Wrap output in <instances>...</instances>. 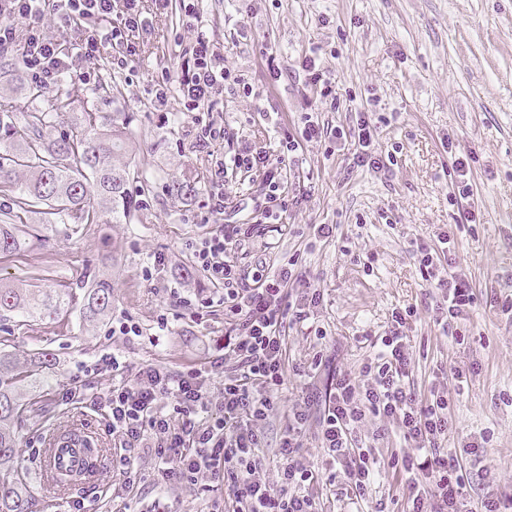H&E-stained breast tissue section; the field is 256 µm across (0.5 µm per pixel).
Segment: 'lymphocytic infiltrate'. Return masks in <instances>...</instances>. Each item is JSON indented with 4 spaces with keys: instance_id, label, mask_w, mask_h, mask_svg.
<instances>
[{
    "instance_id": "f902f5d3",
    "label": "lymphocytic infiltrate",
    "mask_w": 512,
    "mask_h": 512,
    "mask_svg": "<svg viewBox=\"0 0 512 512\" xmlns=\"http://www.w3.org/2000/svg\"><path fill=\"white\" fill-rule=\"evenodd\" d=\"M50 17L60 29L77 28L82 37L76 49H68L45 29ZM149 19L138 0H125L120 18L112 16V0H0V49L22 48V62L29 80L42 87L59 83L74 67L75 56L94 57L98 43L110 40L120 50L112 56V70L130 69L137 54L136 39L147 32ZM156 92L165 101L169 87H176L190 112H211L217 88L232 80L224 66V45L205 28L181 53L176 72H162ZM377 128L368 113H359L354 129L356 149L352 163L375 172L387 162L375 147ZM262 173L265 192L255 208V224L277 220L286 205L279 170L269 168L264 152L242 149L214 155L209 190L202 207L210 216L224 212V178L228 171ZM255 224H220L195 249V267L214 287L223 291L218 302L227 317L224 357L235 361L240 374L224 380L221 410L210 413V401L197 371L178 375L146 365L132 378H120L101 396V405L127 447L134 448L152 437L160 471L167 477L195 480L201 472L228 482L233 512H317L310 488L319 481L318 471L302 459L296 435L301 432L311 406L321 413L320 447L340 465L348 493L359 498L381 472L373 450L355 446L353 432L366 415L397 424L404 441L413 443L401 466L407 489V512H469L463 496L466 475L457 458L439 449L448 430V396L430 390L416 398L408 383L411 358L402 329L407 318L392 315L391 328L382 336L363 375L362 384L345 374H331L326 384L302 398L292 409L289 436L281 444L282 489L272 494L257 475L255 450L261 441L257 427L274 405V392L284 382L285 325H301L309 309L320 301L319 292L304 295L301 303L291 300L288 269L254 275L251 288L239 289L241 273L231 258L242 242L251 238ZM444 246L427 243L419 247V268L445 295L448 316L459 319L475 300L469 281L441 270ZM174 405L180 420L172 422L163 401Z\"/></svg>"
}]
</instances>
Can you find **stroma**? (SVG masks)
<instances>
[{
	"label": "stroma",
	"mask_w": 512,
	"mask_h": 512,
	"mask_svg": "<svg viewBox=\"0 0 512 512\" xmlns=\"http://www.w3.org/2000/svg\"><path fill=\"white\" fill-rule=\"evenodd\" d=\"M152 22L139 39L133 75L116 74L119 94L98 97L97 78L108 72L115 49L102 43L97 59L80 60L74 74L47 88V96L71 94L72 125L84 107L112 112L126 123L136 149L132 163L148 180L137 220L130 224H68L45 227L40 216L28 225L35 236L20 252L0 258V281L27 288L76 287L94 270L116 263L109 324L81 331L76 320L42 328L14 315L0 316V336L24 350L43 348L55 364L48 372L52 413L23 431L28 468H44L45 435L67 426L90 434L101 447L94 482L57 491L39 483V501L49 512H228L223 482L210 475L192 484H163L153 449H122L119 434L93 399L112 384L102 357L116 356L133 376L143 365L178 374L201 369L210 398L221 397L224 377L235 369L224 359V309L219 291L191 268L192 253L210 226L200 205L209 177L207 154L196 147L198 125L177 90L165 105L155 100L163 67L172 65L178 43L194 37L192 20L179 0H142ZM196 10L224 44V65L249 83L251 95L225 85L217 97L223 133L216 153L247 145L266 152L282 170L291 201L275 224L261 225L233 259L253 274L262 259L291 266L297 288L319 289L321 302L307 327L287 328L286 356L302 367L321 363L315 378L288 374L275 409L262 422L260 476L277 486L280 445L288 411L309 383H322L336 368L359 377L385 335L392 314L412 309L410 385L416 394L431 387L448 392L444 448L464 453L484 448L470 467L467 499L481 512L486 499L512 496V0H198ZM276 55L282 70L273 80L266 67ZM315 58L330 78L332 96L317 98L302 67ZM94 72L93 80L82 77ZM370 113L379 126L378 148L392 154L389 169L354 167L356 115ZM324 126L321 142L302 143L288 153L284 140L300 136L306 116ZM470 164L471 195L453 198L456 158ZM196 193H173L177 183ZM223 222L248 223L263 192L259 174L233 172L224 185ZM480 219L470 222V210ZM333 227L331 236L319 225ZM448 235L453 270L465 274L475 302L464 318L442 326L439 289L426 281L417 260L420 243ZM166 257L165 270L144 275L150 254ZM185 297L189 306H177ZM167 327H160L161 316ZM137 323L138 336L113 334L112 324ZM467 376L458 384L453 368ZM78 388L81 400L67 399ZM378 419L370 417L357 436L375 446L384 475L356 503H349L343 476L316 487L319 512H404L406 496L389 462L405 443L396 432L374 440ZM127 454L139 483L125 486L112 467Z\"/></svg>",
	"instance_id": "35a3bbf8"
}]
</instances>
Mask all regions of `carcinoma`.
I'll return each mask as SVG.
<instances>
[{"mask_svg": "<svg viewBox=\"0 0 512 512\" xmlns=\"http://www.w3.org/2000/svg\"><path fill=\"white\" fill-rule=\"evenodd\" d=\"M20 86L9 110L0 114V192L12 206L0 212V257L26 243L30 215L45 225L68 221L129 224L137 204L129 184L139 178L131 166L133 147L115 116L87 107L70 129L54 134L58 119L73 110L71 95L46 99L36 84L24 82L17 63L0 53V71ZM112 275L101 273L76 288H15L0 284V312H15L28 322L55 324L76 315L82 330L103 326L112 311ZM0 339V512H42L30 487L37 474L19 456L22 424H38L48 412L44 371L54 365L49 352L2 349ZM88 460L76 469L45 473L61 489L89 472Z\"/></svg>", "mask_w": 512, "mask_h": 512, "instance_id": "carcinoma-1", "label": "carcinoma"}]
</instances>
